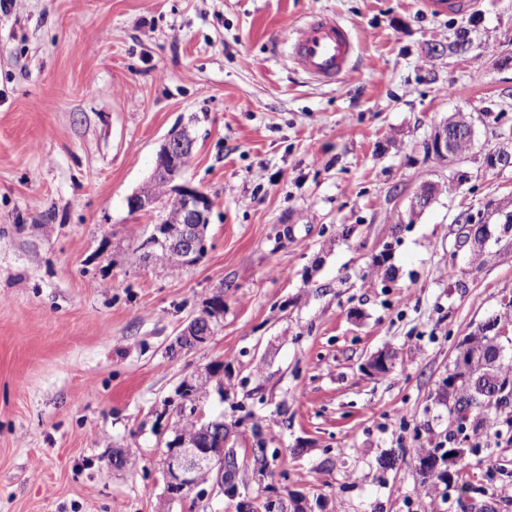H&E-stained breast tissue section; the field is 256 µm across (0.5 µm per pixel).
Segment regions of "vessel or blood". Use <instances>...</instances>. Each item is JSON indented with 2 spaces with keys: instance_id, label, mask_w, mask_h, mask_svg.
I'll list each match as a JSON object with an SVG mask.
<instances>
[{
  "instance_id": "1",
  "label": "vessel or blood",
  "mask_w": 512,
  "mask_h": 512,
  "mask_svg": "<svg viewBox=\"0 0 512 512\" xmlns=\"http://www.w3.org/2000/svg\"><path fill=\"white\" fill-rule=\"evenodd\" d=\"M291 59L317 81L333 83L350 70L355 52L348 29L336 19L315 15L286 33Z\"/></svg>"
}]
</instances>
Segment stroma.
Instances as JSON below:
<instances>
[{
    "label": "stroma",
    "instance_id": "obj_1",
    "mask_svg": "<svg viewBox=\"0 0 512 512\" xmlns=\"http://www.w3.org/2000/svg\"><path fill=\"white\" fill-rule=\"evenodd\" d=\"M351 32L349 77L311 79L285 23ZM472 32L465 56L427 59ZM477 118L468 179L427 156L455 112ZM512 129V0L436 15L422 0H25L0 9V512H235L169 501L166 444L183 380L223 362V417L252 495L313 512H460L420 487L445 440L436 393L456 346L512 295V243L475 264L466 210L512 202L483 163ZM194 139L176 185L204 192L206 250L162 268L133 212L171 131ZM441 185L411 213L423 184ZM401 215L398 224L390 214ZM390 277L367 265L384 246ZM207 343L176 348L215 293ZM387 375L366 372L382 349ZM262 430L271 462L247 454ZM123 451L121 466L110 464ZM475 500L512 512V438L471 455Z\"/></svg>",
    "mask_w": 512,
    "mask_h": 512
}]
</instances>
